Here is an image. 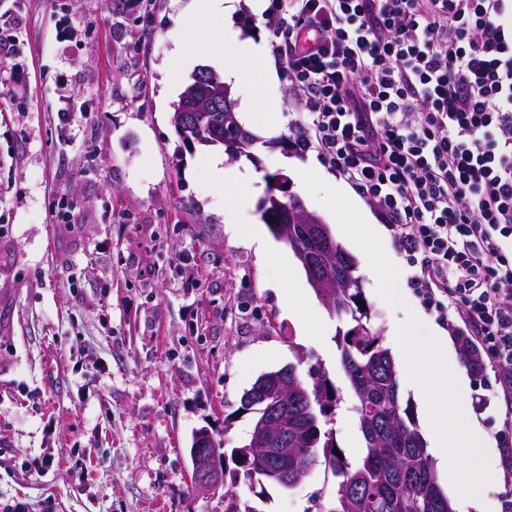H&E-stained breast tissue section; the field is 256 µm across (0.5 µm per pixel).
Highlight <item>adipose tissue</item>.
<instances>
[{
  "mask_svg": "<svg viewBox=\"0 0 512 512\" xmlns=\"http://www.w3.org/2000/svg\"><path fill=\"white\" fill-rule=\"evenodd\" d=\"M238 0H207L205 11L195 19L191 38L204 39L205 46L215 61L223 67V78L240 98L241 113L245 122L257 132L276 133L280 123L277 116L259 112L258 104L265 99L275 81V72L265 57L259 43L244 36L233 24ZM211 183L224 190L225 221L232 235L246 241L262 254L270 249L254 222L252 194L239 193L242 185L255 181L248 167H225L223 158L208 160Z\"/></svg>",
  "mask_w": 512,
  "mask_h": 512,
  "instance_id": "adipose-tissue-1",
  "label": "adipose tissue"
}]
</instances>
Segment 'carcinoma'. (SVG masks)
Listing matches in <instances>:
<instances>
[{
  "mask_svg": "<svg viewBox=\"0 0 512 512\" xmlns=\"http://www.w3.org/2000/svg\"><path fill=\"white\" fill-rule=\"evenodd\" d=\"M219 112L200 110L190 119L188 133L202 141L225 136ZM330 270L336 279L333 302L327 305L345 323L336 344L346 381L354 397L353 409L364 441L363 453L354 463L342 456L323 415L335 414L340 403L336 386L322 369L304 382L292 363L284 366L283 386L298 388L279 403L280 432L284 447L294 453L288 471L257 453L256 441L268 436V405L248 409L254 414L249 442L230 451L236 469L248 482L268 480L278 487L293 486L312 468L328 462L337 479L336 505L329 512H454L438 482L435 465L421 434L414 427L410 407L403 403L399 369L391 352L370 325V306L357 275V263L336 246ZM224 512H259L241 499L238 483L224 485Z\"/></svg>",
  "mask_w": 512,
  "mask_h": 512,
  "instance_id": "cac0c4a2",
  "label": "carcinoma"
}]
</instances>
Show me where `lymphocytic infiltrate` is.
Segmentation results:
<instances>
[{
	"label": "lymphocytic infiltrate",
	"mask_w": 512,
	"mask_h": 512,
	"mask_svg": "<svg viewBox=\"0 0 512 512\" xmlns=\"http://www.w3.org/2000/svg\"><path fill=\"white\" fill-rule=\"evenodd\" d=\"M299 145L378 208L512 394V0H269Z\"/></svg>",
	"instance_id": "f902f5d3"
}]
</instances>
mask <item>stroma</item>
Segmentation results:
<instances>
[{"label": "stroma", "instance_id": "35a3bbf8", "mask_svg": "<svg viewBox=\"0 0 512 512\" xmlns=\"http://www.w3.org/2000/svg\"><path fill=\"white\" fill-rule=\"evenodd\" d=\"M205 0H0V512H224L223 493L192 481V436L242 445L252 430L240 398L262 373L307 358L339 390L330 426L348 460L362 444L333 338L340 326L305 270L292 296L280 259L231 238L224 196L204 164L220 145L185 144L173 105L206 58L173 60L189 7ZM267 111L284 119L276 143L248 165L266 190L286 177L278 156L304 120L277 72ZM72 123L62 129L60 113ZM399 290L423 327L456 338L427 308L392 229ZM320 317L306 319L308 307ZM465 414L489 438L490 512L512 499V401L492 368L468 373ZM53 458L48 470L41 459ZM258 512L332 505L336 480L316 465L295 488H269Z\"/></svg>", "mask_w": 512, "mask_h": 512}]
</instances>
